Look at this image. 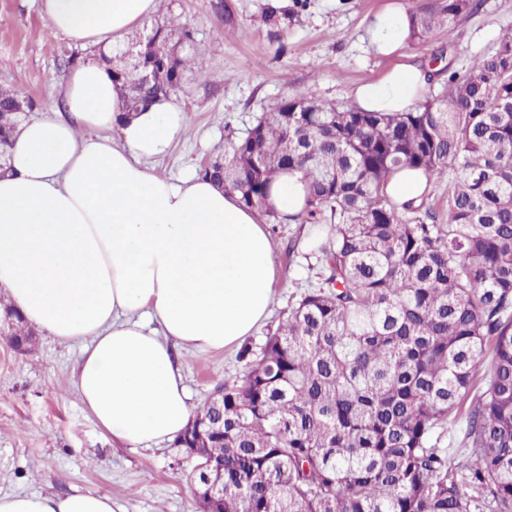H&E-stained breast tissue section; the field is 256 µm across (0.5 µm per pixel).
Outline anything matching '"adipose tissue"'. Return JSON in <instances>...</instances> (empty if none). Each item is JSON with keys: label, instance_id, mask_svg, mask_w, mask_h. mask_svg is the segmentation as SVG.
Returning a JSON list of instances; mask_svg holds the SVG:
<instances>
[{"label": "adipose tissue", "instance_id": "ef3b65f1", "mask_svg": "<svg viewBox=\"0 0 512 512\" xmlns=\"http://www.w3.org/2000/svg\"><path fill=\"white\" fill-rule=\"evenodd\" d=\"M156 6L40 0L49 29L83 47L123 42ZM370 34L390 65L353 88L356 108L414 111L428 81L401 52L410 35L402 0H388ZM121 97L109 70L90 58L68 78L62 115L21 126L12 170L0 178V293L47 336L81 344L82 404L113 440L138 448L176 440L190 421L174 347H230L266 318L273 244L236 194L147 166L182 135L184 113L161 102L119 126ZM269 207L283 219L305 209L301 172L274 178ZM0 512L114 509L109 493L75 492L0 494Z\"/></svg>", "mask_w": 512, "mask_h": 512}]
</instances>
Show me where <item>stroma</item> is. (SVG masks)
I'll return each mask as SVG.
<instances>
[{"label":"stroma","mask_w":512,"mask_h":512,"mask_svg":"<svg viewBox=\"0 0 512 512\" xmlns=\"http://www.w3.org/2000/svg\"><path fill=\"white\" fill-rule=\"evenodd\" d=\"M288 11L272 29L259 20L264 2ZM385 0H157L151 23L187 27L203 73H189L187 90L170 103L184 112L189 130L153 165L172 177L198 174L225 143L255 125L276 99L306 90L320 100L348 107L351 88L379 78L388 66L369 48L367 28ZM449 27L413 38L405 55L436 62L440 73L428 91L449 77H463L473 60L493 54L512 29V0H474ZM48 30L38 0H0V86L21 90L33 103L31 118L62 106L69 71L98 56ZM271 261L276 271L269 318L243 345L209 351L176 349L190 406L216 387L237 380L246 368L242 346L260 352L311 283L320 265L296 224H272ZM296 252H289L291 240ZM81 350L37 334L17 352L0 336V494L64 496L106 491L115 512H198L188 479L195 459L174 443L149 449L113 442L85 410L74 380Z\"/></svg>","instance_id":"obj_1"}]
</instances>
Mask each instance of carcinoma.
<instances>
[{
  "instance_id": "obj_1",
  "label": "carcinoma",
  "mask_w": 512,
  "mask_h": 512,
  "mask_svg": "<svg viewBox=\"0 0 512 512\" xmlns=\"http://www.w3.org/2000/svg\"><path fill=\"white\" fill-rule=\"evenodd\" d=\"M474 7L436 0L411 13L412 36L428 37ZM151 34L191 45L190 30ZM149 45L138 33L112 47V81L123 114L166 101L196 52H173L151 82ZM33 103L0 87V153ZM453 173L446 215L428 203L397 204L392 174ZM303 174L305 210L321 264L241 380L216 389L192 415L176 447L224 463V487L204 494L205 512H477L484 490L512 512V33L468 73L413 112L339 110L308 91L271 104L224 159L203 176L240 193L272 224L273 176ZM14 335H32L11 307ZM492 351L486 389L471 401L470 460L454 464L432 441L475 386Z\"/></svg>"
}]
</instances>
